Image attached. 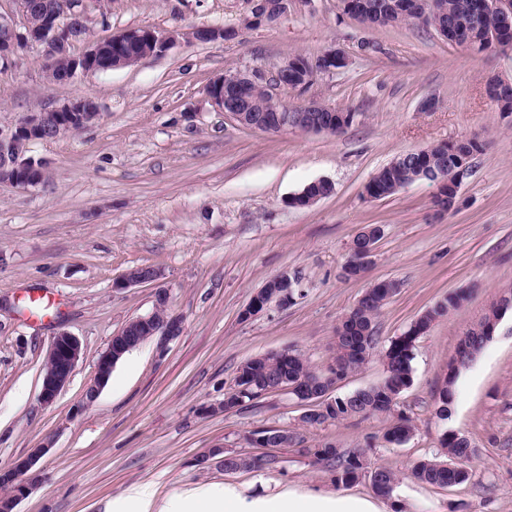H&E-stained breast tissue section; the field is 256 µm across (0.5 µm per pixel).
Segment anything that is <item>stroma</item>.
<instances>
[{
	"instance_id": "35a3bbf8",
	"label": "stroma",
	"mask_w": 512,
	"mask_h": 512,
	"mask_svg": "<svg viewBox=\"0 0 512 512\" xmlns=\"http://www.w3.org/2000/svg\"><path fill=\"white\" fill-rule=\"evenodd\" d=\"M251 8L250 0H90L92 39L134 27L180 37L131 66L61 82L48 79L36 46L0 64V127L79 96L100 112L78 133L30 144L45 165L39 185L0 183V470L51 445L17 512H111L133 486L161 497L224 484L258 495L334 489L328 471L292 448L280 450L276 470L227 473L205 462L219 446L249 452L245 435L264 427L303 431L309 446L364 449L369 468L399 478L393 512H512L511 310L457 376L451 418L434 415L460 337L512 288V114L485 95L489 77L512 79V48L476 54L419 20L371 29L340 0H296L277 26L240 29ZM199 27L240 33L198 42L191 34ZM329 49L346 52L349 65L280 98L352 110L341 135H269L211 103L210 86L224 72L270 74L293 55ZM462 139L480 150L455 211L434 210L435 188L425 180L365 198L366 182L400 155ZM318 180L332 182L334 193L290 205ZM366 224L382 229L373 262L363 278H344L350 244ZM138 266L158 268L159 283L118 287ZM282 272L300 276L302 297L242 319L252 296ZM377 280L397 285L377 319L384 346L446 295L469 293L416 343L413 383L394 412L414 420L410 441L382 443L394 414L302 430L301 409L284 390L237 413H207L255 355L293 349L328 370L337 326ZM160 286L183 318L181 335L165 353L153 339L127 353L85 403L100 355L130 319L153 311ZM62 331L81 340L84 355L45 406L46 352ZM446 428L475 447L471 480L447 488L415 481L412 462L439 454Z\"/></svg>"
}]
</instances>
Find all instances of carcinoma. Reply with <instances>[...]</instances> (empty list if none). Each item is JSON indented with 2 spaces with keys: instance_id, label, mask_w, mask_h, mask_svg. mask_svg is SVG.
Instances as JSON below:
<instances>
[{
  "instance_id": "obj_1",
  "label": "carcinoma",
  "mask_w": 512,
  "mask_h": 512,
  "mask_svg": "<svg viewBox=\"0 0 512 512\" xmlns=\"http://www.w3.org/2000/svg\"><path fill=\"white\" fill-rule=\"evenodd\" d=\"M366 4L365 15L369 27H398L409 23L403 15L402 0H363ZM480 0H435L439 15H429L425 23L433 28L437 25H448L447 39L457 40V44L476 53L487 51L483 42L488 37H496L501 41L512 43V26H503L499 16L494 12L483 14L474 25L469 17L478 8ZM243 108L249 115L256 117L265 109L266 92L262 88L246 87L240 92ZM479 145L467 141L457 148V153H451L447 143L431 146L420 153L407 152L398 157V162L388 164L379 169L372 177L369 186L370 193L377 199H385L395 195L410 175L423 168L436 167L439 163L454 164L458 158L472 162ZM381 236V228L373 226L371 236L359 234L352 240L347 265L350 266L353 277L360 278L367 267L359 261L358 247L361 243L377 242ZM389 299V295L372 292L361 308L349 311L348 320L341 321L349 334V339L336 346L335 365L330 367L329 374L335 379H325L318 388L329 387L346 379L350 374L359 370L373 356L378 344L377 318ZM461 297L450 295L445 302L425 311L416 321L399 336L392 338L381 352L384 366L383 379L368 387L360 388L345 396L330 395L314 410L302 419V425L309 429H320L327 425L340 424L356 417H365L386 413L393 409L401 393L407 390L413 382L414 351L417 340L424 335L441 317L457 308ZM494 311L485 312L481 320L467 330V349L461 358L470 363L482 351L489 339L491 318ZM460 368L448 373L442 388L435 399V416L448 420L454 406V382ZM320 379L304 356L295 351H288L286 357H275L260 354L246 360L240 365L235 377V385L226 391L231 406L241 410L247 403L262 398L277 389L281 384L293 385L316 382ZM415 426L407 416H401L387 428L382 440L388 445L401 446L414 435ZM440 447L445 449L446 459L421 457L411 466L412 476L425 484L448 487L465 483L470 480L472 471L456 470L455 461L467 458L472 454L469 439L455 430L442 432L439 438ZM303 452L312 456L313 461L324 467L332 475L336 485L347 486L359 480L364 474H369L373 490L383 496L392 494L397 477L388 468L378 466L367 471L366 453L360 448L346 450L333 441H320ZM262 458L249 454H237L226 462L230 470H247L260 468Z\"/></svg>"
}]
</instances>
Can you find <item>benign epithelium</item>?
I'll list each match as a JSON object with an SVG mask.
<instances>
[{
	"mask_svg": "<svg viewBox=\"0 0 512 512\" xmlns=\"http://www.w3.org/2000/svg\"><path fill=\"white\" fill-rule=\"evenodd\" d=\"M253 17L245 18V23L261 21L271 26L276 24L293 3V0H251ZM22 22L17 23L0 15V63H9L19 49L29 44H40L44 47L45 68L53 71L60 59L67 55V50L76 42L89 38L87 24V8L85 0H57L46 6L41 21L34 23L24 0H19ZM483 7L498 12L504 24L512 23V0H485ZM179 37L176 32L164 35L156 34L147 27L129 28L118 32L104 40L93 41L87 50L74 58L71 74L77 71H109L124 67L131 61L142 59L141 49L150 44L154 53L166 51ZM323 63H334L338 66L349 64L348 57L334 49L325 51L314 60L307 61L306 69L316 75L318 66ZM300 67L295 59L284 61L276 70L274 81L268 84L273 100H279L277 89H288L292 86L289 79ZM267 80V74L259 70L228 71L216 78L210 86L209 95L217 111L230 116L240 126H247L244 111L238 107L237 91L249 82ZM99 116L96 103L87 98H76L54 108H41L28 114L17 126L3 129L0 127V182H8L18 187H34L44 175V165L40 161L27 156L28 145L35 141L47 140V132L54 131L61 138L74 129H84L94 123ZM264 131L279 133L290 128L288 116L282 109L271 107L269 114L262 123ZM304 130L317 133L336 134V113L323 114L316 124H307ZM160 270L152 267L147 274L141 275L135 269L128 270L115 284L117 288H128L143 283L159 280ZM274 282L286 288L278 295H269V291L261 289L253 295L244 315L251 317L273 302H286L289 292L300 287V280L295 275L281 273L273 277ZM170 296L168 290L157 289L155 293L156 309L165 311L162 316L150 313L129 320L120 332L112 337L107 349L98 359L97 377L85 389V403L94 402L105 383L108 381L113 367L129 351L137 348L142 342L158 338L157 350L164 354L167 343L182 332V319L168 312ZM136 335H130V332ZM84 348L80 340L70 333L62 331L52 340L46 354L39 401L43 405L52 403L62 388L71 378ZM288 393L296 403L304 408H313L327 398V394L308 391L292 385ZM253 445L268 451V458L280 462L278 449L288 447V429L277 428L270 434L253 436ZM50 450V444H42L31 449L28 456L17 460L10 468L11 491L0 495V512H15L18 501L29 494L38 483V475L31 472L38 459Z\"/></svg>",
	"mask_w": 512,
	"mask_h": 512,
	"instance_id": "1",
	"label": "benign epithelium"
}]
</instances>
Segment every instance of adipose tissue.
Wrapping results in <instances>:
<instances>
[{"instance_id":"1","label":"adipose tissue","mask_w":512,"mask_h":512,"mask_svg":"<svg viewBox=\"0 0 512 512\" xmlns=\"http://www.w3.org/2000/svg\"><path fill=\"white\" fill-rule=\"evenodd\" d=\"M112 512H389L388 503L370 494L341 490L299 493L283 489L249 497L231 486L188 488L156 505L152 493L130 490Z\"/></svg>"}]
</instances>
